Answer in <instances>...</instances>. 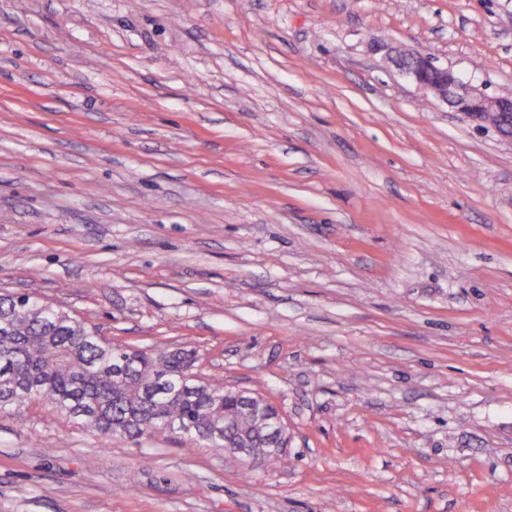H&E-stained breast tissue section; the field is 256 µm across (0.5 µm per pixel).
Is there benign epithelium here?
Returning <instances> with one entry per match:
<instances>
[{
    "label": "benign epithelium",
    "instance_id": "7a95c632",
    "mask_svg": "<svg viewBox=\"0 0 512 512\" xmlns=\"http://www.w3.org/2000/svg\"><path fill=\"white\" fill-rule=\"evenodd\" d=\"M386 56L419 89L449 105L454 111L479 122L489 116L493 117V126L502 135L512 138V96H490L471 82L462 80L453 70L436 64L435 59L429 55L391 46L387 48ZM239 398L244 409L254 411L259 420L271 423L276 443L288 441L287 428L280 416L265 415L244 392L239 393ZM227 454L252 468L256 467L251 448L242 441L231 446Z\"/></svg>",
    "mask_w": 512,
    "mask_h": 512
}]
</instances>
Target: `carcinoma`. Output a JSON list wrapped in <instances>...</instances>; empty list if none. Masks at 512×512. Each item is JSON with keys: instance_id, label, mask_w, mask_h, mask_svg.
I'll return each instance as SVG.
<instances>
[{"instance_id": "1", "label": "carcinoma", "mask_w": 512, "mask_h": 512, "mask_svg": "<svg viewBox=\"0 0 512 512\" xmlns=\"http://www.w3.org/2000/svg\"><path fill=\"white\" fill-rule=\"evenodd\" d=\"M43 305L32 296L0 294V380L28 383V399L51 404L107 439L164 431L173 421L189 428L190 441L218 453L245 438L259 464L274 455L263 426L240 410L235 390L219 380L187 386L193 352L104 344L96 327ZM226 420V439L207 436Z\"/></svg>"}]
</instances>
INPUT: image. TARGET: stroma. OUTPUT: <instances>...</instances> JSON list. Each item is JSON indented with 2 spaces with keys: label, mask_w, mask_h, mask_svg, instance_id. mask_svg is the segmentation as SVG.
<instances>
[{
  "label": "stroma",
  "mask_w": 512,
  "mask_h": 512,
  "mask_svg": "<svg viewBox=\"0 0 512 512\" xmlns=\"http://www.w3.org/2000/svg\"><path fill=\"white\" fill-rule=\"evenodd\" d=\"M512 0H0V290L195 350L288 429L0 412V512H512ZM386 56L419 89L479 122L493 117L492 125L503 136L512 138V96H490L448 67L436 64L429 55L391 46Z\"/></svg>",
  "instance_id": "stroma-1"
}]
</instances>
